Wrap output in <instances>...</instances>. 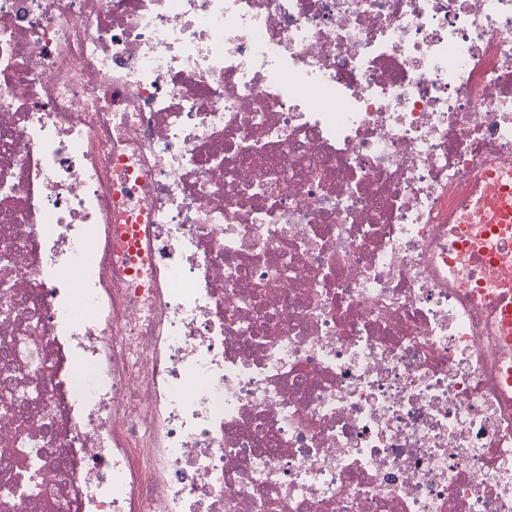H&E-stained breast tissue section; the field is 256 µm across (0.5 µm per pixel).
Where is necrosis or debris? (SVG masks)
Wrapping results in <instances>:
<instances>
[{
  "label": "necrosis or debris",
  "instance_id": "obj_1",
  "mask_svg": "<svg viewBox=\"0 0 512 512\" xmlns=\"http://www.w3.org/2000/svg\"><path fill=\"white\" fill-rule=\"evenodd\" d=\"M491 171L512 0H0V512H512Z\"/></svg>",
  "mask_w": 512,
  "mask_h": 512
}]
</instances>
